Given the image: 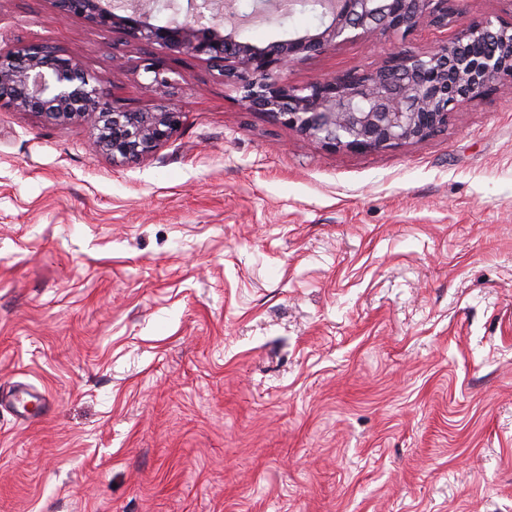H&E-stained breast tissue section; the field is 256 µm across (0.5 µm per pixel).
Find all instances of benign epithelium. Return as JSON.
I'll return each instance as SVG.
<instances>
[{"instance_id":"7a95c632","label":"benign epithelium","mask_w":512,"mask_h":512,"mask_svg":"<svg viewBox=\"0 0 512 512\" xmlns=\"http://www.w3.org/2000/svg\"><path fill=\"white\" fill-rule=\"evenodd\" d=\"M63 11L123 34L144 46L143 88L156 100L148 110L117 106L107 77L89 73L39 42L0 47V112H28L57 125L86 123L91 147L112 164L137 161L169 143L184 113L168 103L180 85L157 50L184 55L216 71L246 109L264 112L324 147L376 151L424 140L448 127L454 109L512 81V20L485 18L419 54L390 56L365 73L316 76L304 85L288 80L296 63L349 41L377 34L405 35L418 27L448 29L453 0H313L315 32L258 45L235 22L237 0H187L192 20L178 19L175 0H53ZM308 0H253L249 17L293 14ZM173 11L156 23L155 8Z\"/></svg>"}]
</instances>
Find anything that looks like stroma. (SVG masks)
Instances as JSON below:
<instances>
[{"label": "stroma", "instance_id": "obj_1", "mask_svg": "<svg viewBox=\"0 0 512 512\" xmlns=\"http://www.w3.org/2000/svg\"><path fill=\"white\" fill-rule=\"evenodd\" d=\"M440 37L339 44L288 79ZM19 39L124 65L114 99L152 107L121 34L0 0V43ZM165 63L185 122L136 163L0 112V391L44 399L0 407V512H512V83L362 152Z\"/></svg>", "mask_w": 512, "mask_h": 512}]
</instances>
